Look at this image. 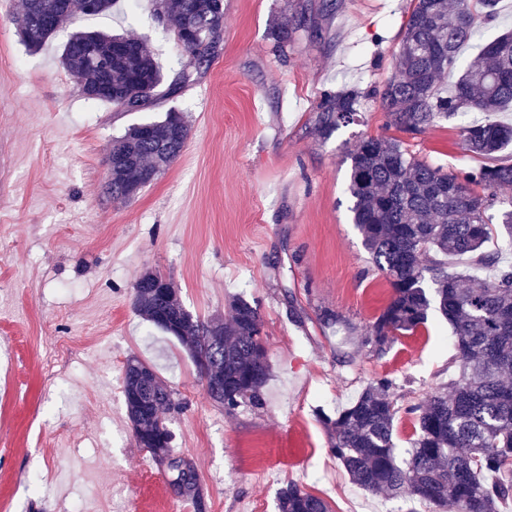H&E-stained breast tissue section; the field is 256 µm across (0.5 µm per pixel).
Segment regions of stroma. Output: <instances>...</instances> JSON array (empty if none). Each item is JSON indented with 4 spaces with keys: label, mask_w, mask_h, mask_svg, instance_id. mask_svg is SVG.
Masks as SVG:
<instances>
[{
    "label": "stroma",
    "mask_w": 512,
    "mask_h": 512,
    "mask_svg": "<svg viewBox=\"0 0 512 512\" xmlns=\"http://www.w3.org/2000/svg\"><path fill=\"white\" fill-rule=\"evenodd\" d=\"M21 4L0 0V512H174L180 497L127 417L131 356L187 404L171 417L173 447L199 473L205 512H278L291 483L333 512H429L355 485L318 418L375 377L421 399L447 380L455 353L435 312L380 357L320 320L329 309L363 328L391 296L352 220L348 153L363 137L397 133L375 93L392 74L410 0H224L209 66L135 113L80 95L58 62L70 29L28 51ZM283 15L294 29L285 45L272 34ZM73 28L146 38L170 78L189 63L150 0L76 17ZM350 88L362 94L357 120L319 137L322 93ZM173 107L190 125L184 152L134 200L112 198L113 137ZM469 119L484 115L440 120L407 146L454 172L512 163V147L465 151ZM147 270L203 319H229L239 296L257 303L271 364L263 406L228 414L209 400L185 348L133 310Z\"/></svg>",
    "instance_id": "35a3bbf8"
}]
</instances>
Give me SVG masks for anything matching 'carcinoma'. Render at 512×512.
Listing matches in <instances>:
<instances>
[{"label":"carcinoma","instance_id":"obj_1","mask_svg":"<svg viewBox=\"0 0 512 512\" xmlns=\"http://www.w3.org/2000/svg\"><path fill=\"white\" fill-rule=\"evenodd\" d=\"M116 0H23L17 29L31 52L45 44L75 16L112 13ZM155 18L175 23L173 32L188 39L184 51L196 67L212 58L224 16L211 0H153ZM499 0H411L403 24L394 73L380 93L389 123L417 136L439 119L462 112L512 109V32L485 44L461 71L452 89L440 83L456 68L459 54L474 37L478 21H494ZM60 64L81 95L111 104L121 112H141L157 97L175 94L190 80L180 71L160 91L165 78L148 44L125 34L76 31L63 46ZM360 92L326 91L318 105L316 131L325 139L355 121ZM190 128L184 113L128 128L112 138V182L107 193L127 201L162 174L182 153ZM464 148L492 156L512 145V125L496 121L462 128ZM347 191L365 250L389 281L392 296L360 333V347L381 356L398 333L414 332L435 311L448 321L455 354L448 381L422 401L398 404L397 385L388 377L367 381L357 399L326 416L328 447L352 480L372 493L406 494L434 508L456 512H500L512 502V164L452 172L414 156L391 136H367L348 153ZM495 252L485 251L493 237ZM466 256L488 272L477 277L448 271V257ZM160 273L147 271L134 285L133 309L165 330L161 316L181 320L171 333L184 346L199 377L224 381L206 395L227 413L243 404L264 403L270 363L262 344L259 308L244 298L231 304V319L207 321L184 306L173 282L155 292ZM137 391L140 405L125 402L138 445L162 433L165 447L148 452L165 468L169 484L202 507L200 478L172 448L169 415L185 408L154 365L127 359L123 396ZM414 416L408 456L397 457L394 434L400 412ZM279 512H332L327 501L296 484L281 488Z\"/></svg>","mask_w":512,"mask_h":512}]
</instances>
